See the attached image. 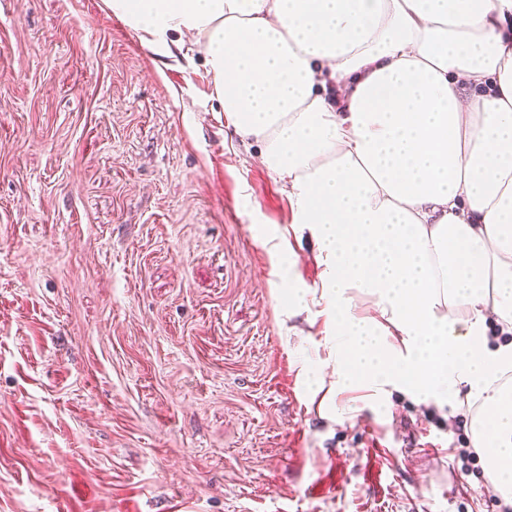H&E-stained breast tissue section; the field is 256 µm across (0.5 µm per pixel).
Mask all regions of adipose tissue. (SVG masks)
<instances>
[{
    "label": "adipose tissue",
    "mask_w": 512,
    "mask_h": 512,
    "mask_svg": "<svg viewBox=\"0 0 512 512\" xmlns=\"http://www.w3.org/2000/svg\"><path fill=\"white\" fill-rule=\"evenodd\" d=\"M143 42L193 35L237 135L317 245L330 396L478 402L512 498V0H107ZM374 312L354 311L353 293Z\"/></svg>",
    "instance_id": "ef3b65f1"
}]
</instances>
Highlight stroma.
Wrapping results in <instances>:
<instances>
[{
	"instance_id": "1",
	"label": "stroma",
	"mask_w": 512,
	"mask_h": 512,
	"mask_svg": "<svg viewBox=\"0 0 512 512\" xmlns=\"http://www.w3.org/2000/svg\"><path fill=\"white\" fill-rule=\"evenodd\" d=\"M322 271L198 46L0 0V512H502L475 407L321 415Z\"/></svg>"
}]
</instances>
